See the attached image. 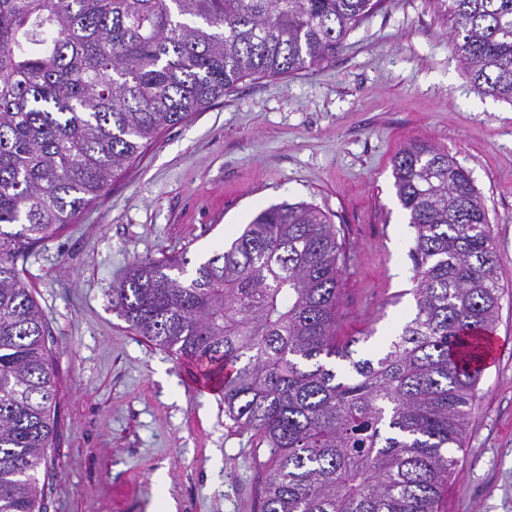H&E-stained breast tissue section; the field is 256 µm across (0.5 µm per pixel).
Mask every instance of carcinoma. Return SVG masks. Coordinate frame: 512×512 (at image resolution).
<instances>
[{
    "mask_svg": "<svg viewBox=\"0 0 512 512\" xmlns=\"http://www.w3.org/2000/svg\"><path fill=\"white\" fill-rule=\"evenodd\" d=\"M385 0H0V512H43L57 434L46 315L17 262L162 130L240 80L332 61ZM480 93L512 103V0H428ZM415 308L379 351L336 334L342 246L318 208L261 211L229 248L132 265L112 303L149 343L224 377L269 448L259 512H440L469 424L499 261L469 174L432 144L393 160ZM17 226L19 230H4Z\"/></svg>",
    "mask_w": 512,
    "mask_h": 512,
    "instance_id": "cac0c4a2",
    "label": "carcinoma"
}]
</instances>
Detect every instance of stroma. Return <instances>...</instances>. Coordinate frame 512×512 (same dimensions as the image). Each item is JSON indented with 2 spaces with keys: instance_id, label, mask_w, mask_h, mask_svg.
<instances>
[{
  "instance_id": "1",
  "label": "stroma",
  "mask_w": 512,
  "mask_h": 512,
  "mask_svg": "<svg viewBox=\"0 0 512 512\" xmlns=\"http://www.w3.org/2000/svg\"><path fill=\"white\" fill-rule=\"evenodd\" d=\"M414 142L453 156L479 190L499 258L497 350L475 387L445 512H512V104L474 89L424 0H387L334 61L247 78L163 130L74 224L19 265L53 336L58 432L44 512H257L249 433L194 364L156 348L112 304L137 260L206 258L261 211L307 202L346 253L337 333L396 334L414 308L409 216L393 159Z\"/></svg>"
}]
</instances>
